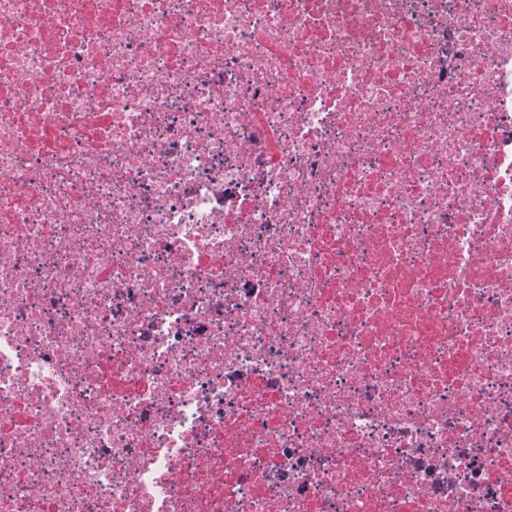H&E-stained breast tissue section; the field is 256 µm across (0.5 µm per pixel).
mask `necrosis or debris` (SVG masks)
Masks as SVG:
<instances>
[{
    "label": "necrosis or debris",
    "mask_w": 512,
    "mask_h": 512,
    "mask_svg": "<svg viewBox=\"0 0 512 512\" xmlns=\"http://www.w3.org/2000/svg\"><path fill=\"white\" fill-rule=\"evenodd\" d=\"M0 512H512V0H0Z\"/></svg>",
    "instance_id": "4bbe7bcc"
}]
</instances>
